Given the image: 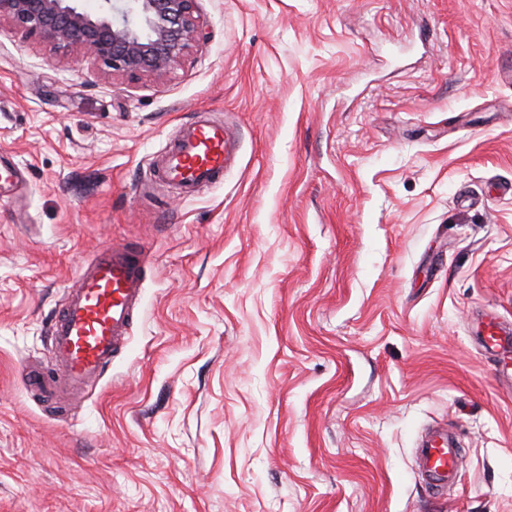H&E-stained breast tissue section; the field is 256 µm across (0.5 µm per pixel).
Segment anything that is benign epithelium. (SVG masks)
<instances>
[{"mask_svg":"<svg viewBox=\"0 0 512 512\" xmlns=\"http://www.w3.org/2000/svg\"><path fill=\"white\" fill-rule=\"evenodd\" d=\"M0 0L11 23L61 56L93 60L118 76L161 77L180 65L201 36L197 0Z\"/></svg>","mask_w":512,"mask_h":512,"instance_id":"benign-epithelium-1","label":"benign epithelium"}]
</instances>
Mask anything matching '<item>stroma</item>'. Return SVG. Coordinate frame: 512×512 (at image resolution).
Masks as SVG:
<instances>
[{"mask_svg":"<svg viewBox=\"0 0 512 512\" xmlns=\"http://www.w3.org/2000/svg\"><path fill=\"white\" fill-rule=\"evenodd\" d=\"M161 78L0 24V512H512V0H198ZM207 112L239 134L203 191L154 163ZM148 262L121 349L50 404L77 274ZM448 426L457 485L419 475ZM482 344L489 351L498 363V373L502 377V384L510 386L512 380V357L508 356V347L511 341L510 332L506 333L505 328L495 318L490 317L483 322ZM505 335V336H503Z\"/></svg>","mask_w":512,"mask_h":512,"instance_id":"stroma-1","label":"stroma"}]
</instances>
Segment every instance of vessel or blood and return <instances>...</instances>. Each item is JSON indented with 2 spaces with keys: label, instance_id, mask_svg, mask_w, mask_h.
Wrapping results in <instances>:
<instances>
[{
  "label": "vessel or blood",
  "instance_id": "b4317fda",
  "mask_svg": "<svg viewBox=\"0 0 512 512\" xmlns=\"http://www.w3.org/2000/svg\"><path fill=\"white\" fill-rule=\"evenodd\" d=\"M234 142L223 122L196 119L162 156L157 177L167 185L195 191L216 182L234 159ZM144 253L120 244L101 250L84 265L70 297L51 328L54 357L63 370L47 392L80 396L112 359L133 321L144 290ZM482 344L512 380V337L496 319L483 324ZM419 465L433 488L456 483L460 450L441 429H432L419 450Z\"/></svg>",
  "mask_w": 512,
  "mask_h": 512
}]
</instances>
